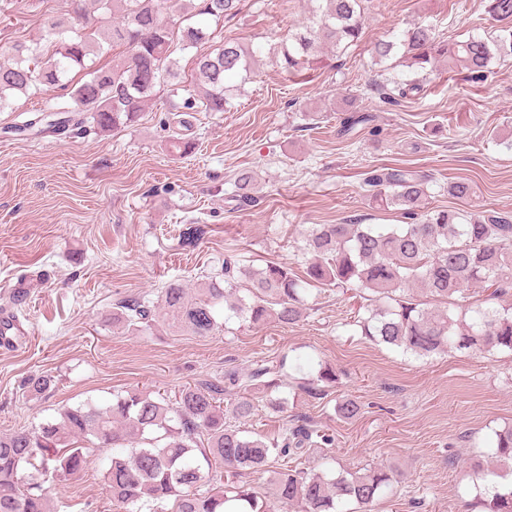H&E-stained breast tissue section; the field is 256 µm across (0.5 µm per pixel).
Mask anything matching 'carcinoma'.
<instances>
[{"label": "carcinoma", "instance_id": "obj_1", "mask_svg": "<svg viewBox=\"0 0 512 512\" xmlns=\"http://www.w3.org/2000/svg\"><path fill=\"white\" fill-rule=\"evenodd\" d=\"M91 2L103 16L97 27L52 23L45 41L14 47V61L0 63V111L12 97L41 88L61 87L81 111L92 113L102 129L134 124L159 88L177 92L181 84L177 53L198 49L213 40L209 28L193 21L206 15L219 22L237 16L241 0H76L75 12ZM310 16L301 29L265 48L289 73L311 69L325 51L341 56L361 38L368 0H309ZM489 12L504 23L489 41L471 36L444 41L429 23L417 22L392 31L374 43L378 64L425 72L444 60L481 81L491 62L512 57V0H490ZM108 42L122 48L109 69H93L88 78L71 83L67 73L86 68L85 60ZM256 51L237 41L195 56L200 94L185 99L189 112H222L227 101L224 78H253ZM423 81L392 80L382 85L383 99L397 104L423 91ZM369 112H345L339 133L357 129L379 135ZM363 186L378 206L393 210L402 224H319L303 236L299 251L303 271L271 262L255 267L224 260L222 273L193 296L181 283L161 289L158 305L120 302L112 322L138 332L152 329L155 309L174 331L209 336L219 328L217 306H224V324L236 319L250 327L270 321L294 324L307 310L312 288H355L364 314L353 321L358 335L404 354L418 357L477 349L512 353V215L494 209L466 211L431 209L429 180L406 167H374ZM448 195L468 199L466 180L448 182ZM234 201L259 200L254 177L247 170L235 178ZM487 291L470 301L466 286ZM276 365L259 361L245 371H224V383L184 386L174 398L160 392L131 391L99 405L87 401L64 406L58 418L31 430L0 434V512H51L41 477H65L83 469L95 448H110L102 472L104 488L115 512H273L275 504L297 512H343L355 503L371 512L373 503L396 481L391 471L361 468L336 470L326 463L316 472L282 468L274 471L272 501L260 502L238 481L245 470L266 472L270 464L291 459L313 445L314 429L291 427L279 439L242 428L255 415L254 390L282 412L288 393L272 378ZM313 378L299 386L320 395L337 381L327 366L311 367ZM56 383L48 373L25 381L32 394ZM361 412L354 398L336 404V415L352 420ZM320 435V434H318ZM320 441L330 444L322 434ZM490 465L474 471L476 495L465 512H512V426L487 440ZM38 465V476L24 478L21 469Z\"/></svg>", "mask_w": 512, "mask_h": 512}]
</instances>
